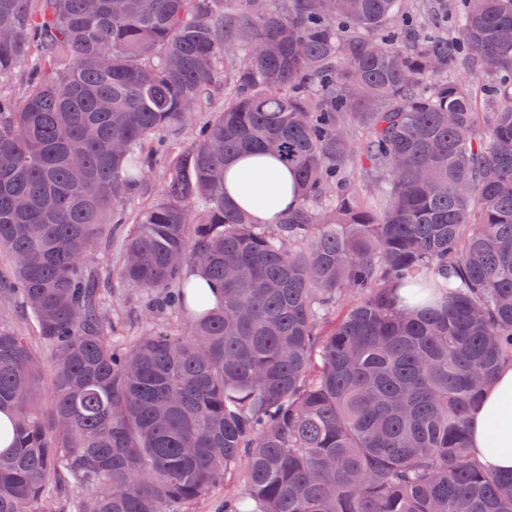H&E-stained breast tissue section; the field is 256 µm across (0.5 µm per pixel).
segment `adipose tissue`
<instances>
[{
  "instance_id": "ef3b65f1",
  "label": "adipose tissue",
  "mask_w": 512,
  "mask_h": 512,
  "mask_svg": "<svg viewBox=\"0 0 512 512\" xmlns=\"http://www.w3.org/2000/svg\"><path fill=\"white\" fill-rule=\"evenodd\" d=\"M295 177L276 160L259 153L246 154L224 173L226 196L246 209L260 224L296 204ZM471 446L487 467L512 470V366L501 367L469 415Z\"/></svg>"
}]
</instances>
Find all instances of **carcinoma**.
<instances>
[{
    "label": "carcinoma",
    "mask_w": 512,
    "mask_h": 512,
    "mask_svg": "<svg viewBox=\"0 0 512 512\" xmlns=\"http://www.w3.org/2000/svg\"><path fill=\"white\" fill-rule=\"evenodd\" d=\"M448 11L0 0V81L30 66L0 91V297L51 353L45 412L0 319V512H189L217 485L224 512H512V472L468 441L512 364V0ZM253 150L296 177L272 224L224 195ZM104 224L131 225L121 282L145 317L185 331L114 334L82 264Z\"/></svg>",
    "instance_id": "carcinoma-1"
}]
</instances>
